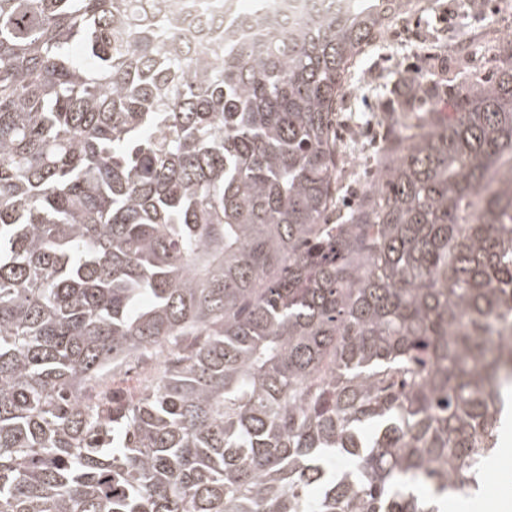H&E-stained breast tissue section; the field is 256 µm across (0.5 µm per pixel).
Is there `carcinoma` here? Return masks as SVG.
Segmentation results:
<instances>
[{
  "label": "carcinoma",
  "instance_id": "carcinoma-1",
  "mask_svg": "<svg viewBox=\"0 0 512 512\" xmlns=\"http://www.w3.org/2000/svg\"><path fill=\"white\" fill-rule=\"evenodd\" d=\"M182 2L0 0V512H441L512 406V41L411 80L331 224L405 0L211 48Z\"/></svg>",
  "mask_w": 512,
  "mask_h": 512
}]
</instances>
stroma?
Instances as JSON below:
<instances>
[{
  "label": "stroma",
  "mask_w": 512,
  "mask_h": 512,
  "mask_svg": "<svg viewBox=\"0 0 512 512\" xmlns=\"http://www.w3.org/2000/svg\"><path fill=\"white\" fill-rule=\"evenodd\" d=\"M497 0H422V8L389 23L353 65L343 106L336 113V135L348 151L339 172L343 189L339 210H347L376 176L392 122L388 101L402 89L401 80L423 81L463 74L489 78L499 45L512 31V17H499ZM494 468L486 469L479 491L468 495L467 512H486L492 499L512 497V453L494 450Z\"/></svg>",
  "instance_id": "obj_1"
}]
</instances>
